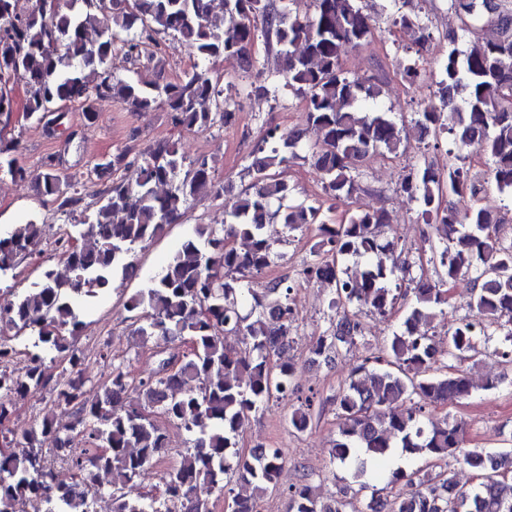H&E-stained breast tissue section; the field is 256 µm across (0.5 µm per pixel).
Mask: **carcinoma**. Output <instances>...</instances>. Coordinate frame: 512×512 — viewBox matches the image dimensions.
<instances>
[{
  "label": "carcinoma",
  "instance_id": "cac0c4a2",
  "mask_svg": "<svg viewBox=\"0 0 512 512\" xmlns=\"http://www.w3.org/2000/svg\"><path fill=\"white\" fill-rule=\"evenodd\" d=\"M126 2L118 7L114 0H35L21 14L17 0H0V123L9 125L12 87L22 82L27 119L48 127L64 118L60 106L75 100L84 102L87 120L95 119L94 103L104 98H121L137 109L165 104L175 124L197 132L228 124L234 111L224 105V87L209 69L196 66L164 86L116 79L111 71L115 44L122 43L126 59L136 60L145 46L158 47L163 38L177 36L201 61L237 59L249 66L262 30L282 58L283 88L306 102L305 124L267 131L247 167L250 185L236 195L224 223L198 225L150 286L126 301L125 309L137 312L138 335L191 343L180 366L173 369L164 359L134 382L123 364L114 363L92 399L84 390L83 360L75 347L82 327L77 303L110 289L118 275L133 276L136 248L177 223L191 199L219 197L226 187L215 185L204 157L184 170L177 144L167 143L132 161L118 153L100 164L133 174L81 211L78 183L60 174L55 157L47 158L37 175L42 194L61 213L78 211L81 218L56 239L68 275L46 270L0 307V426L10 421L19 401L49 386L45 352L66 360L75 378L53 387L39 428L0 436V512H93L102 473L111 475L112 512H209L208 497L224 494L226 478L251 489L246 498L233 496L232 512H261L264 495L279 487L283 452L260 445L242 456L236 437L259 406L295 393L297 373L293 361L279 359L296 321L289 303L294 285L271 282L252 294L250 311L243 312L246 279L273 260L266 225L277 221L289 230L316 225L313 260L302 275L335 286L328 308L339 319L335 329L317 337L312 361L333 363L362 333L360 323L349 317V306L386 316L405 298L392 287L403 270L394 242L380 238L386 212L359 208L338 224L326 223L323 212L361 191L357 172L371 154L396 153L403 143L391 113L369 106L382 95L379 81L351 76L343 66L347 48L371 40L374 19L359 0H314L312 14L269 0ZM448 8L461 17L462 31L474 34L486 19L499 36L476 40L468 51H448L439 66L436 101L422 106L415 122L419 139L447 133L457 149L441 167L428 160L414 165L400 183L418 203L417 218L434 229L441 271L436 281L416 283L403 328L381 353L356 366L337 393L332 458L364 488L370 464L395 448L436 460L460 454L476 474L475 485L464 489L441 472L397 468L389 483L402 485L404 492L386 502L389 512H512V452L465 450L463 423L425 422L430 408L467 399L475 390L464 372L437 368L436 341L428 336V325L448 304L446 286L465 275L473 282L472 315L448 331L446 354L473 358L492 327L512 324V241L498 237L497 219L485 209L443 204L446 196L479 193L481 184L467 163L474 152L490 157L489 179L499 192L512 195V9L494 0H448ZM393 23L418 33L417 43L425 42L426 25L418 16L402 14ZM303 145L323 175L325 198L287 205L291 188L281 169L300 158ZM19 152L18 141L0 136V158H6L13 178L26 175ZM45 228L30 219L0 234V279L35 252ZM237 239L250 243L248 252L234 246ZM351 258L363 268L349 272ZM12 330L29 332L32 349L22 353L2 339ZM226 336L239 337V345L225 344ZM312 407L309 397L300 402L290 426L306 431ZM60 415L74 417V424L57 426ZM158 415L190 434L192 446L166 473L161 496L129 499L125 487L168 448ZM78 427L84 434L81 448L69 439ZM52 459L71 469L82 491L55 482ZM288 512L360 510L348 491L323 502L302 481L288 488Z\"/></svg>",
  "mask_w": 512,
  "mask_h": 512
}]
</instances>
